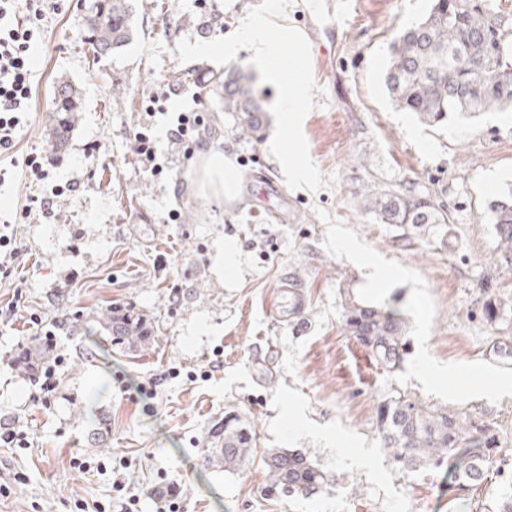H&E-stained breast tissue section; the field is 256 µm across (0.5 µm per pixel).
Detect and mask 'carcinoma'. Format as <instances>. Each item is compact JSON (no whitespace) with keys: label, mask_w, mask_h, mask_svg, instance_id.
Segmentation results:
<instances>
[{"label":"carcinoma","mask_w":512,"mask_h":512,"mask_svg":"<svg viewBox=\"0 0 512 512\" xmlns=\"http://www.w3.org/2000/svg\"><path fill=\"white\" fill-rule=\"evenodd\" d=\"M89 16L95 18L87 28L88 50L94 57L128 45L136 35L131 0H93ZM216 82L224 87V111L238 114L241 136L260 137L268 115L264 99L255 91V75L247 67H237ZM384 83L399 108L428 126L512 107V10H504L502 0H431L419 22L395 33ZM50 112L52 134L61 141L74 127L78 112L71 86H60ZM360 204L380 222L400 224L412 235L450 223L448 206L434 190L420 185L371 188ZM489 211L499 238L497 265L512 272V188L491 201ZM480 288L484 293L480 317L490 329L486 354L498 364L512 366V296L497 292L488 280ZM342 294L344 331L383 370L401 369L410 345L405 315L394 308L367 305L347 288ZM99 326L121 349L147 346L155 336L149 316L131 304L105 308ZM49 357L48 350L31 353L23 348L14 356V364L30 375V366ZM374 417L382 447L401 470L448 465L454 508L457 512L472 508L470 491L487 479L498 454V436L488 411L424 405L398 391L376 401ZM256 445L255 430L228 412L207 431L202 451L210 464L235 471ZM262 461L267 488L279 495H312L334 483L329 473L297 449L271 448Z\"/></svg>","instance_id":"1"}]
</instances>
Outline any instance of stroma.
Wrapping results in <instances>:
<instances>
[{
	"instance_id": "1",
	"label": "stroma",
	"mask_w": 512,
	"mask_h": 512,
	"mask_svg": "<svg viewBox=\"0 0 512 512\" xmlns=\"http://www.w3.org/2000/svg\"><path fill=\"white\" fill-rule=\"evenodd\" d=\"M90 0H65L36 23L32 49L35 110L12 153L0 157V225H9L18 271L0 280V423L19 421L25 445L0 446V512H79L110 503L114 473L142 492L178 485L181 512H454L445 468L402 472L375 433L374 402L399 389L428 404L490 411L497 464L512 473V367L485 355L490 332L477 285L496 279L512 295V272L496 266L487 205L512 187V111L453 118L428 127L399 110L384 86L392 36L417 22L429 0H293L276 16L308 39L316 107L304 120L310 155L333 188L288 193V207L245 194L247 182H282L268 146L240 136L224 91L197 88V74H222L208 60L179 62L183 38L231 34L261 0H134L138 34L92 58L85 41ZM79 91L78 121L48 182L24 174L27 154L49 148L57 84ZM200 112L204 142L220 143L234 173L230 192L197 189L194 160L170 141L176 113ZM153 127L159 175L144 172L134 135ZM420 183L451 212L444 239L404 236L357 200L367 188ZM71 185L51 214L23 220L31 197ZM236 266L217 265L221 243ZM355 245L388 272L367 295L408 314L410 353L401 370L381 369L342 327L341 287L365 295L367 271L345 250ZM308 294L304 312L281 321L271 305L282 280ZM131 303L155 323V340L123 352L99 331L106 306ZM52 331L63 363L50 403L33 404L28 377L3 363L40 330ZM212 374H189L207 362ZM157 380L156 408L125 391ZM233 411L251 422L257 446L227 472L201 448L214 421ZM292 448L337 482L309 497H270L262 455ZM97 469L78 473V461Z\"/></svg>"
}]
</instances>
